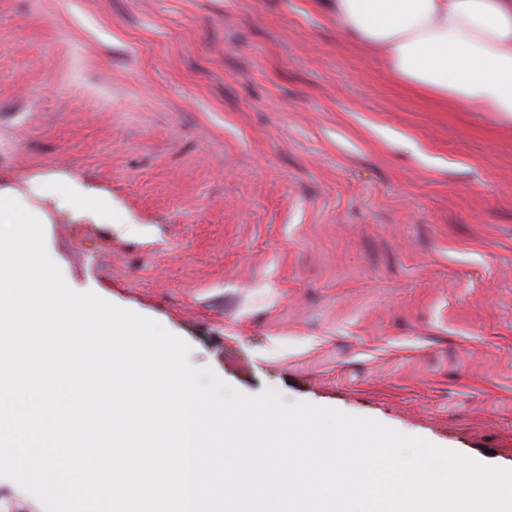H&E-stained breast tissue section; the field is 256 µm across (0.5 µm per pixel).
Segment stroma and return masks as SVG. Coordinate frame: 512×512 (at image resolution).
I'll list each match as a JSON object with an SVG mask.
<instances>
[{
	"label": "stroma",
	"mask_w": 512,
	"mask_h": 512,
	"mask_svg": "<svg viewBox=\"0 0 512 512\" xmlns=\"http://www.w3.org/2000/svg\"><path fill=\"white\" fill-rule=\"evenodd\" d=\"M0 196L224 397L512 468V126L316 0H0Z\"/></svg>",
	"instance_id": "stroma-1"
}]
</instances>
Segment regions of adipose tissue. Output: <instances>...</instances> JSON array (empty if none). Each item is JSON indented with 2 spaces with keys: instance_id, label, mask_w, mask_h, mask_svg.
Masks as SVG:
<instances>
[{
  "instance_id": "obj_1",
  "label": "adipose tissue",
  "mask_w": 512,
  "mask_h": 512,
  "mask_svg": "<svg viewBox=\"0 0 512 512\" xmlns=\"http://www.w3.org/2000/svg\"><path fill=\"white\" fill-rule=\"evenodd\" d=\"M347 39L425 96L512 124V0H323Z\"/></svg>"
}]
</instances>
